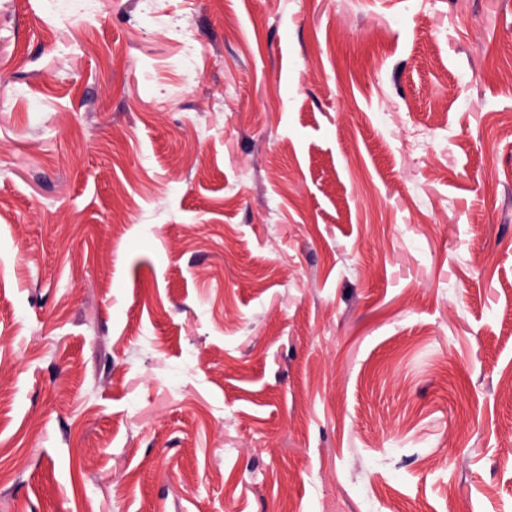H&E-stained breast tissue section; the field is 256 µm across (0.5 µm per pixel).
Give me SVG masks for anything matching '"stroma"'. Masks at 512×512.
I'll return each mask as SVG.
<instances>
[{"label": "stroma", "mask_w": 512, "mask_h": 512, "mask_svg": "<svg viewBox=\"0 0 512 512\" xmlns=\"http://www.w3.org/2000/svg\"><path fill=\"white\" fill-rule=\"evenodd\" d=\"M512 0H0V512H512Z\"/></svg>", "instance_id": "obj_1"}]
</instances>
